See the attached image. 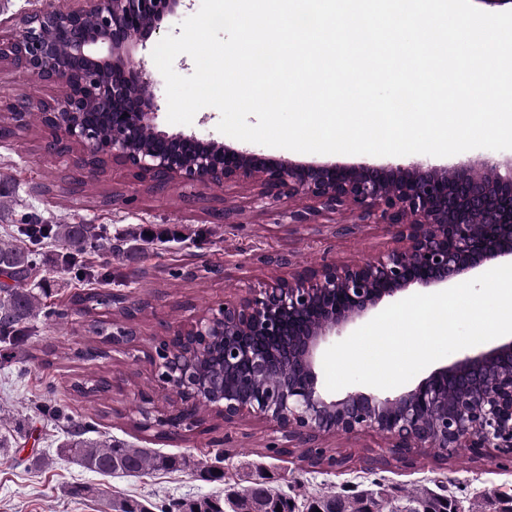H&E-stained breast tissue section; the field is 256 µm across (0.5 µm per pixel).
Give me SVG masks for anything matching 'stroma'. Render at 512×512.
<instances>
[{
  "instance_id": "stroma-1",
  "label": "stroma",
  "mask_w": 512,
  "mask_h": 512,
  "mask_svg": "<svg viewBox=\"0 0 512 512\" xmlns=\"http://www.w3.org/2000/svg\"><path fill=\"white\" fill-rule=\"evenodd\" d=\"M180 23L177 16L163 20L159 32L138 46L131 59L150 75L162 106L167 103L165 81L152 51L162 36L180 35ZM63 92V87L0 68L1 99L22 98L35 107ZM44 145L38 126L0 141V181L10 188L0 198V234L32 220L94 225L116 250L92 252L91 261L111 268L112 293L142 303L143 309L139 335L126 352H115L102 341L87 342L84 318L69 313L61 321L39 318L28 342L33 358L0 367V408L8 422L26 432L18 444L0 448V512H104L106 502L118 495L145 499L150 512H166L173 502L238 487L245 467L260 469L270 486L295 499L321 488L352 495L378 484L401 494L426 485L465 506L491 491L512 494V458L492 448L479 455L459 448L444 460L423 448L401 455L381 436L362 431L318 439L317 447L345 464L310 468L287 453L286 438L266 422L250 417L227 424L203 406L198 413L204 422L192 430L182 427L163 436L155 428L133 429L129 418L142 392L153 394L162 406L176 399L147 358L156 337L238 297L243 281H267L274 268L263 263V255L289 253L300 271L326 255L339 262L364 261L386 252L393 240L382 224H364L351 235L334 236V214L307 226L291 224L284 216L287 202L254 204L249 191L237 183L157 189L150 180L112 163L97 181L82 182L75 156H57ZM148 228L155 238H142ZM63 255V248L50 241L39 249L35 285L54 309H66L71 293L83 286L65 267ZM100 378L112 384L104 397L75 392V384ZM48 400L65 405L75 419L94 424L113 439L185 456L192 466L138 478L87 471L57 456L60 432L44 412ZM199 461L218 462L223 481L200 478L193 468ZM84 485L94 488V495H72L73 487Z\"/></svg>"
}]
</instances>
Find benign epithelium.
I'll use <instances>...</instances> for the list:
<instances>
[{
  "instance_id": "1",
  "label": "benign epithelium",
  "mask_w": 512,
  "mask_h": 512,
  "mask_svg": "<svg viewBox=\"0 0 512 512\" xmlns=\"http://www.w3.org/2000/svg\"><path fill=\"white\" fill-rule=\"evenodd\" d=\"M80 2L73 11L45 5L26 15L21 39L0 38V65L68 87L42 108L51 133L45 148L60 157L80 148L83 178H97L102 160L137 170L159 189L172 182L210 187L252 180L254 203L287 201L291 224L348 212L355 224L386 225L394 241L387 253L361 264L325 259L290 280L247 283L238 299L174 331L190 355L222 336L224 372L234 369L244 347L257 373L276 368L279 382L269 397L232 391L220 379L203 387L195 367L175 350L155 352L149 359L159 378L183 385L186 408L167 415L145 396L141 430L167 422L180 427L205 403L226 422L259 418L304 444L368 430L399 451L430 448L434 440L449 451L494 448L512 457V339L460 355L394 398L363 391L331 398L317 373L323 347L383 302H398L411 290H446L512 257V157L302 163L194 133L169 134L158 129L153 81L129 60L165 18L189 7L187 0ZM29 110L23 99H0L14 132L28 127ZM103 124L111 127L106 137ZM137 336L133 327L112 323V348L121 350Z\"/></svg>"
}]
</instances>
